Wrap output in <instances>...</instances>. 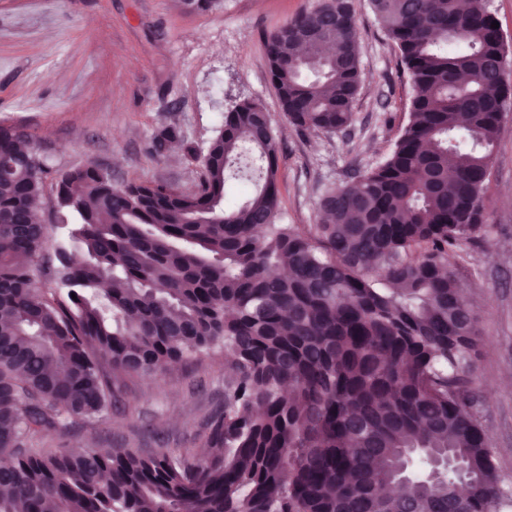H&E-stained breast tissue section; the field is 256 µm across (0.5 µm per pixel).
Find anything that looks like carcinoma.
Instances as JSON below:
<instances>
[{
	"label": "carcinoma",
	"mask_w": 512,
	"mask_h": 512,
	"mask_svg": "<svg viewBox=\"0 0 512 512\" xmlns=\"http://www.w3.org/2000/svg\"><path fill=\"white\" fill-rule=\"evenodd\" d=\"M370 4L410 73L409 121L383 162L320 199L309 232L277 223V143L263 106L243 100L190 191L115 186L91 162L61 171L57 198L85 257L69 264L62 247L46 254L37 220L47 164L0 126V512H382V489L401 481L412 512L512 507L467 409L476 318L450 261L483 224L498 113L512 103L495 82L506 51L492 14L459 0ZM266 54L299 134L351 123L349 0L298 13ZM176 144L197 158L172 125L152 150ZM246 152L263 183L231 205ZM217 346L229 380L202 447H34Z\"/></svg>",
	"instance_id": "obj_1"
}]
</instances>
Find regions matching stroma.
<instances>
[{"label": "stroma", "mask_w": 512, "mask_h": 512, "mask_svg": "<svg viewBox=\"0 0 512 512\" xmlns=\"http://www.w3.org/2000/svg\"><path fill=\"white\" fill-rule=\"evenodd\" d=\"M318 0H223L185 12L180 0H0V126L23 134L52 169L94 160L114 184L149 179L188 188L199 162L156 156L166 125L207 148L236 103L259 102L278 142V221L309 230L318 201L389 155L409 121L413 85L369 0H349L360 36L353 120L300 135L270 80L264 39ZM484 223L461 241L456 276L480 297L472 378L500 474L512 481V109L482 197ZM224 405V352L215 349L140 380L91 424L50 432L42 447L195 448Z\"/></svg>", "instance_id": "stroma-1"}]
</instances>
